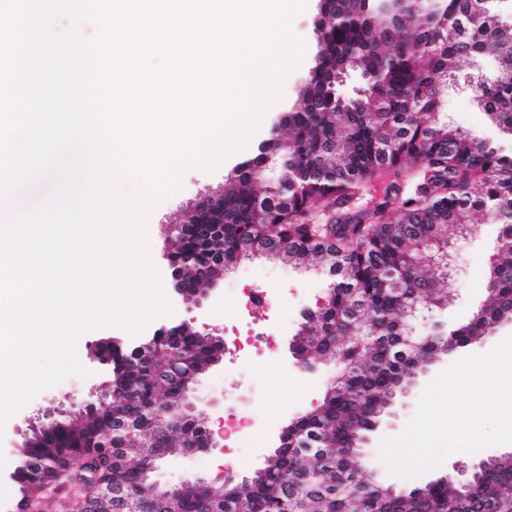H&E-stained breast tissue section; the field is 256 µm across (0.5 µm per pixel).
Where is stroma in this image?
<instances>
[{"label": "stroma", "mask_w": 512, "mask_h": 512, "mask_svg": "<svg viewBox=\"0 0 512 512\" xmlns=\"http://www.w3.org/2000/svg\"><path fill=\"white\" fill-rule=\"evenodd\" d=\"M317 10L318 0H307L305 10L292 21L293 33L304 42V55L299 66L286 77L282 98L264 113L253 141L248 145L249 150H256L258 141L266 138L277 113L288 110L297 101L300 84L314 58L313 19ZM476 68L485 75H493L497 69L496 61L494 57L485 56L477 65L461 66L456 79L449 81L445 89L441 118L511 153L512 138L503 136L490 123L466 80L467 74ZM239 160V154L235 153L215 171L188 169L182 176L180 189L163 200L148 219L150 259L159 274L162 290L173 307L172 315L151 319L136 334L118 325L87 331L79 339L77 351L81 364L89 372L88 377L72 376L41 391L0 429V453L7 460L4 471L0 472V480L4 481L8 491L16 489L12 473L20 459L30 418L52 409L69 408L73 402L85 397L90 389L102 387L107 381L109 369L90 362V347L110 339L122 349H131L173 318L192 321L195 330L215 338L223 337L225 322L233 321L242 329L251 331L253 336L275 335L277 347L266 362L258 363L234 353L225 356L221 364L202 375L195 392L198 421L213 432L215 439L220 440L224 437L225 422L244 418L249 422L247 435L233 447H218L190 457L178 452L166 456L151 475L157 484L174 486L188 477L198 476L211 485L219 486L227 477L240 479L252 475L277 447L281 428L318 404L334 368L328 364L299 365L292 355L290 343L303 320V311L315 309L322 301L325 290L322 269L255 259L227 273L197 307L186 306L171 285L162 256L170 225L180 223L186 209L197 198L222 187L227 173ZM498 232V225L479 215L475 218L473 230L463 240L451 245L448 287L455 300L448 308L433 311L428 320L418 321V330H425L432 321L447 325L464 321L485 303V271ZM511 334L512 325L502 327L498 334L469 347L467 353L487 354L501 338ZM464 354H452L422 372L416 387L396 402L380 427L371 433L365 446L367 455L378 453L382 438L403 431L417 410L425 386L459 363ZM238 447L243 448L244 455L237 461L233 454Z\"/></svg>", "instance_id": "obj_1"}]
</instances>
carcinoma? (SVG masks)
I'll use <instances>...</instances> for the list:
<instances>
[{
    "instance_id": "carcinoma-1",
    "label": "carcinoma",
    "mask_w": 512,
    "mask_h": 512,
    "mask_svg": "<svg viewBox=\"0 0 512 512\" xmlns=\"http://www.w3.org/2000/svg\"><path fill=\"white\" fill-rule=\"evenodd\" d=\"M388 2L385 13L368 14L361 0H328L329 31L316 43L320 62L288 111V135L278 132L269 143L279 176L267 173L258 153L239 163L224 183L223 238L209 224H190L168 254L188 288L201 285L218 255L226 271L251 259V240L290 263L321 266L332 251L341 263L327 272L324 303L294 336L298 363H335L334 382L318 405L288 424V443L274 449L248 491L239 496L236 485L224 484L209 493L217 502L237 498L239 512H369L353 494L372 468L357 459L374 412H387L431 360L444 357L435 350L443 337L453 334L465 348L512 323V154L438 119L439 85L460 63L487 53L497 62L482 92L487 114L512 132V24L478 0H443L435 14H419L406 0ZM352 60L363 66L376 112L343 95L325 70ZM479 212L500 226L483 314L452 329L431 326L419 347L407 346L400 330L405 303L428 310L448 304V244ZM405 263L407 281L397 289L388 274ZM215 355L207 337L173 326L151 338L146 354L122 356L112 409L62 419L24 447L13 474L19 500H41L59 471L108 443L112 483L141 488L142 466L181 447L179 433L206 437L180 401L184 385ZM178 420L179 432L161 428ZM312 437L334 462L303 450ZM373 484L389 512H512V452L479 460L452 496L442 476L408 491ZM182 510L201 512L191 487L182 490Z\"/></svg>"
}]
</instances>
